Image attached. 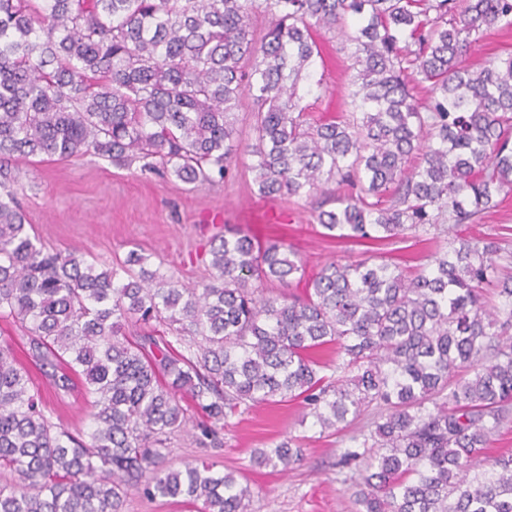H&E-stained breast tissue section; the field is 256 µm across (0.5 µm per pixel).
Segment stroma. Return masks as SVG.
<instances>
[{
	"label": "stroma",
	"mask_w": 512,
	"mask_h": 512,
	"mask_svg": "<svg viewBox=\"0 0 512 512\" xmlns=\"http://www.w3.org/2000/svg\"><path fill=\"white\" fill-rule=\"evenodd\" d=\"M319 43L314 76L323 86L306 94L302 103L316 118L351 111L356 72L343 42L325 36ZM510 52L512 27H494L484 32L464 63L477 70ZM252 163V156L241 154L223 183L191 190L174 177L120 168L94 155L70 161L33 157L17 163L18 198L33 234L54 252L117 263L135 249L147 256L149 267H163L188 286L208 281L210 241L226 228L285 243L299 253L311 275L331 261L345 264L381 253L420 272L431 268L435 252L447 242L442 235L426 245L411 231L388 244L330 237L316 220L321 196L262 198ZM24 334L20 324L0 319V340L13 344L41 394L46 415L60 428L88 433L91 407L82 387L56 389L51 375L26 358ZM182 405L190 425L167 442L172 467L204 463L216 472L235 474L251 490L248 512H358V468L339 466L338 460L352 438L370 433L380 408L369 407L324 431L300 401L257 404L226 417L223 444L216 448L197 439L193 424L201 420V411L187 398ZM287 438L298 440L301 463L285 472L254 464L255 450Z\"/></svg>",
	"instance_id": "stroma-1"
}]
</instances>
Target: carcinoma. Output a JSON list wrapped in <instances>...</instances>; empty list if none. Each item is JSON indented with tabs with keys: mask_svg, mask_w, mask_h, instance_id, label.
I'll return each mask as SVG.
<instances>
[{
	"mask_svg": "<svg viewBox=\"0 0 512 512\" xmlns=\"http://www.w3.org/2000/svg\"><path fill=\"white\" fill-rule=\"evenodd\" d=\"M255 14L271 18L258 40ZM495 25L512 27V0H0L1 187L21 157L86 155L214 186L246 151L262 197L342 189L341 207L317 215L331 237L453 235L413 278L372 256L308 277L296 251L235 230L212 244V280L187 288L134 250L116 266L47 251L0 194V314L27 326L57 389L80 380L93 422L86 441L55 426L1 344L0 467L14 481L0 512H122L131 488L247 512L234 474L165 463L185 396L213 444L242 406L299 400L326 430L376 404L385 415L341 454L350 466L378 449L359 512H512V455L484 456L512 411V254L456 234L512 194V53L462 65ZM338 33L353 111L312 121L299 90L320 86L318 38ZM245 93L255 143L243 148ZM273 281L303 293L258 294ZM134 319L176 336H129ZM301 458L290 438L254 463Z\"/></svg>",
	"mask_w": 512,
	"mask_h": 512,
	"instance_id": "cac0c4a2",
	"label": "carcinoma"
}]
</instances>
